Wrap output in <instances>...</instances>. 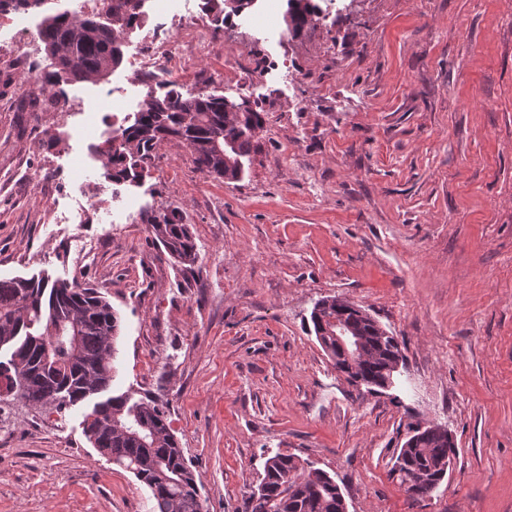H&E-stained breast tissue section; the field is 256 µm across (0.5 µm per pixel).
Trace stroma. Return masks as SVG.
<instances>
[{
  "label": "stroma",
  "instance_id": "1",
  "mask_svg": "<svg viewBox=\"0 0 512 512\" xmlns=\"http://www.w3.org/2000/svg\"><path fill=\"white\" fill-rule=\"evenodd\" d=\"M300 30L216 24L202 0L147 11L128 37L177 17L243 51L239 87L200 57L192 94L243 92L262 112L242 180L161 146L148 175L87 224H52L111 184L65 115L20 105L24 45L0 21V277L97 289L120 317L113 393L162 405L206 512H244L267 455L335 476L348 512H512V0H311ZM120 67L72 84L106 127L135 112ZM140 208L121 221L122 208ZM177 209L197 244L185 269L148 217ZM327 296L401 344L403 389L349 383L317 342ZM95 400L57 414L0 400V512H151L148 489L88 441ZM448 430L449 476L408 497L391 472L414 428Z\"/></svg>",
  "mask_w": 512,
  "mask_h": 512
}]
</instances>
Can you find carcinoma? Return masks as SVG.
Listing matches in <instances>:
<instances>
[{
	"mask_svg": "<svg viewBox=\"0 0 512 512\" xmlns=\"http://www.w3.org/2000/svg\"><path fill=\"white\" fill-rule=\"evenodd\" d=\"M144 0H104L109 22L47 15L40 27L46 52L58 73L44 80L40 96L55 103L58 77L72 82H99L123 63L122 45L130 30L145 18ZM257 0H207L226 18L239 15ZM46 0H0V13L30 12ZM313 13L302 0H288L292 28L300 29ZM113 132L100 154L112 168V180L138 181L151 166L157 149L172 140L183 143L198 168L227 182L243 178L253 149L252 139L263 126L260 112H226L224 96H184L174 88L158 96L151 91L139 110ZM153 241L184 267L198 259L188 225L175 209L148 220ZM311 313L316 338L331 360L341 356L332 335L340 318L366 336L363 352L345 363L377 388L386 385L387 367L402 356L397 338H381L364 318L342 312L329 298L318 301ZM118 313L112 304L78 282L44 277L0 278V349L10 358L0 361L5 389L34 409L62 413L107 389L114 378ZM83 431L112 463L132 472L150 491L153 512H204L196 476L166 422L165 412L153 401L135 400L124 392L96 403L85 416ZM458 448L448 443V431L417 428L399 448L401 464L393 466L400 484L413 498L431 493V486L448 474ZM336 481L325 471L303 465L292 455L276 452L266 457L263 476L248 499L246 512H344Z\"/></svg>",
	"mask_w": 512,
	"mask_h": 512,
	"instance_id": "cac0c4a2",
	"label": "carcinoma"
}]
</instances>
